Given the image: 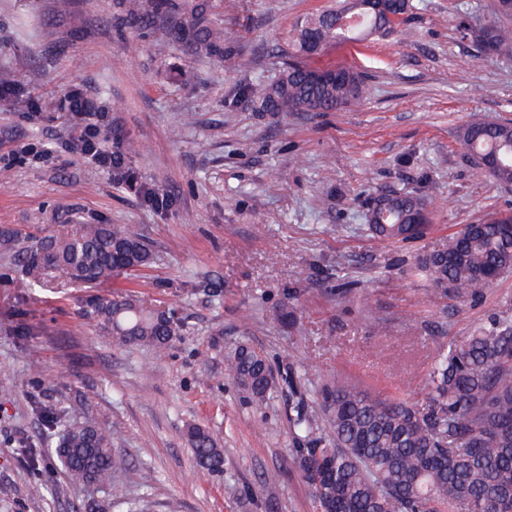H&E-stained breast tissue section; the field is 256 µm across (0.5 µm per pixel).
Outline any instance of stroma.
<instances>
[{"instance_id":"obj_1","label":"stroma","mask_w":512,"mask_h":512,"mask_svg":"<svg viewBox=\"0 0 512 512\" xmlns=\"http://www.w3.org/2000/svg\"><path fill=\"white\" fill-rule=\"evenodd\" d=\"M156 0H0V226L22 246L73 224H132L156 255L90 287L29 285L0 256V512H81L109 488L69 484L53 454L32 472L21 443L48 433L42 402L117 433L128 499L147 512H316L294 464L298 401L322 419L319 384L338 376L424 403L449 342L512 316V271L473 299L439 297L419 257L468 224L512 211V184L474 175L460 143L472 113L512 123V59L485 58L463 25L494 0H414L400 31L328 47L315 68L364 71L361 105L284 117L244 93L290 60L298 19L331 0H207L235 33L226 57L188 51L179 15ZM169 22L166 41L154 28ZM105 112L121 170L73 147L68 92ZM43 143L42 158H21ZM137 152H129V143ZM425 197L405 241L371 238L376 191ZM130 291L182 320L164 356L99 335V300ZM262 353L276 386L254 407L227 372ZM213 431L224 469L200 470L189 426Z\"/></svg>"}]
</instances>
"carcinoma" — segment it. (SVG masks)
<instances>
[{"mask_svg":"<svg viewBox=\"0 0 512 512\" xmlns=\"http://www.w3.org/2000/svg\"><path fill=\"white\" fill-rule=\"evenodd\" d=\"M365 0H341L305 17L294 28L288 64L276 83L247 89L255 112H335L361 104L363 78L352 68L325 69L319 79L302 62L332 45L361 42L390 33L416 9L413 0L375 11ZM182 39L208 56H224L232 36L209 26L205 6L195 4L180 25ZM464 36L486 56L512 58V27L485 21ZM461 142L472 156L497 155L492 171L474 162L476 173L512 183V123L466 121ZM425 200L393 192L373 213L374 238L406 240L415 206ZM18 235L0 228V252L23 256L34 283L49 272L63 285H95L118 269L148 265L152 251L128 225L79 224L72 233L49 235L32 248L17 249ZM512 269V233L489 221L476 232L450 237L446 253H430L416 267L441 296L474 298L491 280L483 276ZM99 332L115 346L147 345L163 353L182 325L172 313L149 307L131 293L99 302L93 312ZM230 373L252 403L267 402L273 384L265 357L251 349L236 355ZM319 392L326 425L319 429L304 407L291 418L296 463L320 512H512V319L503 316L473 335L448 344L429 373L424 403L371 394L336 378ZM195 464L209 472L224 466V449L207 430L187 432ZM112 431L93 424L61 429L54 453L73 484L112 487V501L93 500L87 512H112L125 494L112 477L122 465L112 452Z\"/></svg>","mask_w":512,"mask_h":512,"instance_id":"carcinoma-1","label":"carcinoma"}]
</instances>
